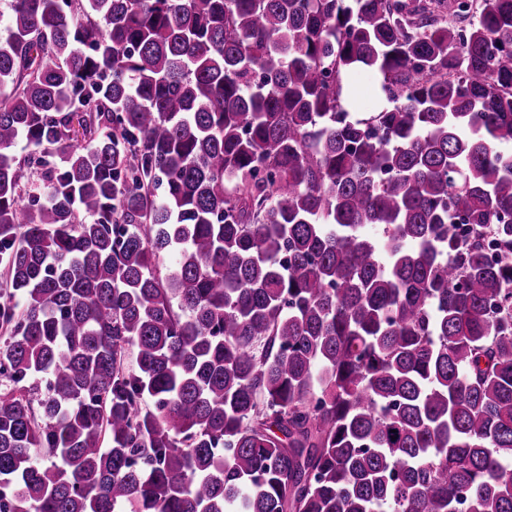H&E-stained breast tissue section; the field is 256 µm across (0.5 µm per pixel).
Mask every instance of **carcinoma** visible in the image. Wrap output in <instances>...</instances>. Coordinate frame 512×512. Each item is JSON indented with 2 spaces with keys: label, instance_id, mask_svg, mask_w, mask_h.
<instances>
[{
  "label": "carcinoma",
  "instance_id": "carcinoma-1",
  "mask_svg": "<svg viewBox=\"0 0 512 512\" xmlns=\"http://www.w3.org/2000/svg\"><path fill=\"white\" fill-rule=\"evenodd\" d=\"M8 5L0 512H512V0Z\"/></svg>",
  "mask_w": 512,
  "mask_h": 512
}]
</instances>
